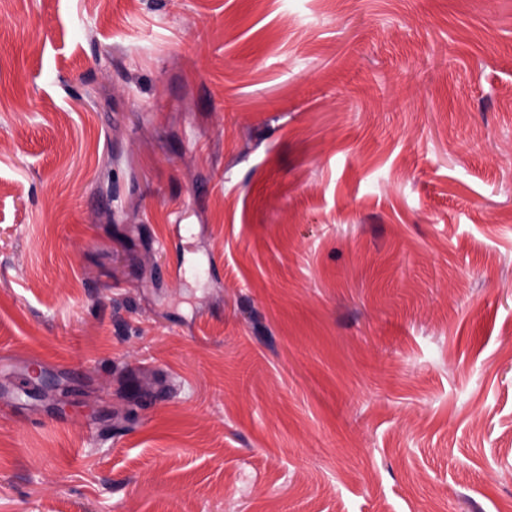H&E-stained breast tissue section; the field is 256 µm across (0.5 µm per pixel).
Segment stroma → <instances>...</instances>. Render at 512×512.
I'll return each instance as SVG.
<instances>
[{
    "label": "stroma",
    "mask_w": 512,
    "mask_h": 512,
    "mask_svg": "<svg viewBox=\"0 0 512 512\" xmlns=\"http://www.w3.org/2000/svg\"><path fill=\"white\" fill-rule=\"evenodd\" d=\"M0 512H512V0H0Z\"/></svg>",
    "instance_id": "1"
}]
</instances>
